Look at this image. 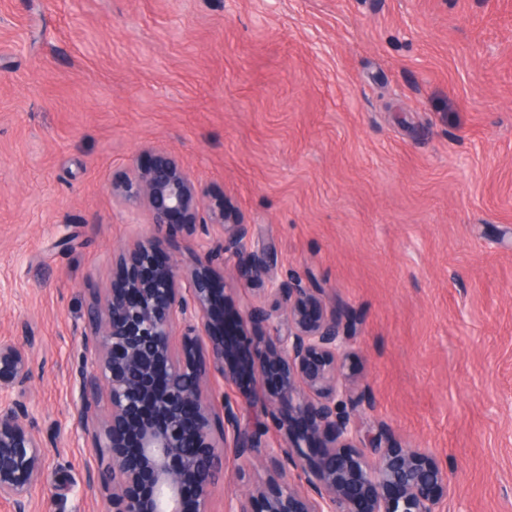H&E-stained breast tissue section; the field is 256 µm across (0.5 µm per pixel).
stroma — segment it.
Returning <instances> with one entry per match:
<instances>
[{"instance_id":"35a3bbf8","label":"stroma","mask_w":512,"mask_h":512,"mask_svg":"<svg viewBox=\"0 0 512 512\" xmlns=\"http://www.w3.org/2000/svg\"><path fill=\"white\" fill-rule=\"evenodd\" d=\"M347 312L367 427L512 512V0H0V337L31 323L35 512H103L80 332L155 151ZM67 247H57L62 235Z\"/></svg>"}]
</instances>
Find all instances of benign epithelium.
Returning <instances> with one entry per match:
<instances>
[{"mask_svg":"<svg viewBox=\"0 0 512 512\" xmlns=\"http://www.w3.org/2000/svg\"><path fill=\"white\" fill-rule=\"evenodd\" d=\"M112 198L142 210L148 234L114 256L116 278L93 293L81 331L79 402L72 418L97 457L83 494L106 512H210L213 489L231 484L224 461L257 479L224 499V512H444L452 478L424 448H397L365 428L344 373L351 334L317 289L278 265L271 240L209 203L179 159L163 150L132 166ZM182 224L218 235L239 282L257 286L237 325L238 344L258 350L257 374L274 382L264 412L282 442L261 449V421L242 423L241 402H216L213 382H233L215 281L218 253L171 242ZM169 256L159 260L162 246ZM36 336L0 339V502L32 512L48 444L30 424ZM305 421L289 430L282 417Z\"/></svg>","mask_w":512,"mask_h":512,"instance_id":"benign-epithelium-1","label":"benign epithelium"}]
</instances>
